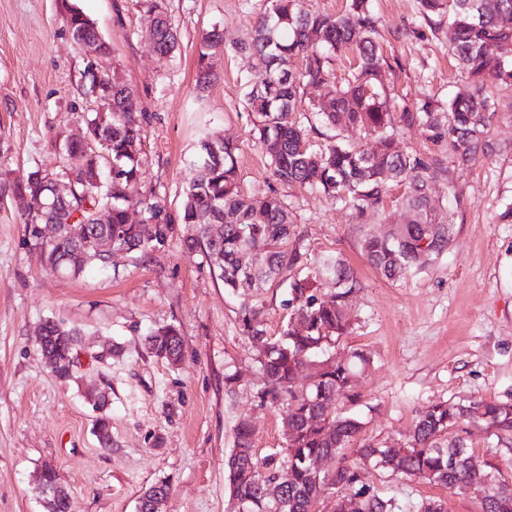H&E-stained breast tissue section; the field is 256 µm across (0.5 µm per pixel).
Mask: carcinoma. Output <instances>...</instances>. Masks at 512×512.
Wrapping results in <instances>:
<instances>
[{
  "label": "carcinoma",
  "instance_id": "cac0c4a2",
  "mask_svg": "<svg viewBox=\"0 0 512 512\" xmlns=\"http://www.w3.org/2000/svg\"><path fill=\"white\" fill-rule=\"evenodd\" d=\"M156 15L152 32L154 50L164 61L177 45V30L170 22L165 0H148ZM420 18L429 24L448 21L451 54L464 74V83L440 107L423 97L412 107L391 111L383 82L387 61L377 40V18L371 0H348L343 13L306 8L305 0H268L265 13L253 24L251 42L244 50L260 65L258 81L245 95L244 107L253 120V141L269 160L272 176L282 185H299L351 207L362 223L380 214L391 185L404 186L400 204L407 221L386 236L368 233L362 241L367 262L390 280L403 278L436 259L453 241L454 225L439 220L431 203L428 171L433 161L414 149L401 147L400 132L420 129L428 139L448 148L455 168H469L499 151L491 128L498 115V100L485 94L492 84L501 96L512 99V60L501 50L512 46V0H418ZM72 38L100 41L104 56L109 45L100 39L94 23L73 9L68 18ZM221 46V35L203 33L198 54L196 88L205 92L211 83L209 63ZM357 65L341 83L333 65L347 50ZM87 90L98 94L100 107L81 116L85 129L102 137L97 152L72 174L71 194L53 210H46L48 189L42 169H32L10 184L11 194L23 199L22 217L41 263L62 257L65 274L80 276L86 268L107 263L95 250L74 246L64 224L79 214L92 227L112 233L114 247L146 254L164 246L170 225L162 223L159 202L139 190L142 112L135 92L105 71L84 73ZM326 91L327 101L303 100L307 87ZM319 117L334 131L320 149L309 147L312 134L305 113ZM239 147L212 137L203 138L192 164L193 176L184 191L182 223L185 244L200 249L217 270L224 287L245 297L242 332L247 336L263 375L257 392L261 402L284 406L285 445L281 452L258 460L249 421L238 422L234 448L225 467L230 496L246 512H315L320 483L330 479L353 508L348 512H401L393 496L364 483L367 466L400 472L450 491L472 487L475 455L468 436L470 424L491 436L512 431V403L475 398L464 403L436 402L419 412L400 442L404 453L393 454L384 443L352 442L363 422L333 409L336 397L350 399L369 357L353 351L346 360L326 353L330 345L349 334L352 320L347 301L360 282L340 255L318 260L299 277L288 272L301 263L303 253L290 247L296 236L292 213L270 191L255 203L239 190ZM112 212L111 226L95 224L100 208ZM134 208L156 224L155 235L144 239L141 228L128 223ZM57 224L53 244L40 241L39 227ZM222 233L212 235L213 225ZM288 280V322L280 337L267 335L260 292L278 278ZM330 280L336 292H321ZM40 354L59 360L81 336L80 329L54 320L43 323ZM145 349L171 365L180 362L183 341L173 324L152 329ZM305 368L312 370L308 386L297 389L294 380ZM355 459L347 461V454ZM339 460L330 473H317L310 461L318 457ZM492 474L494 493L474 488L481 512H512V481L499 469L482 466ZM169 486L159 481L141 496V512H155L166 501Z\"/></svg>",
  "mask_w": 512,
  "mask_h": 512
}]
</instances>
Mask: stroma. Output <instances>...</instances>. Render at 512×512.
Here are the masks:
<instances>
[{"instance_id": "obj_1", "label": "stroma", "mask_w": 512, "mask_h": 512, "mask_svg": "<svg viewBox=\"0 0 512 512\" xmlns=\"http://www.w3.org/2000/svg\"><path fill=\"white\" fill-rule=\"evenodd\" d=\"M178 30L172 57L158 61L145 0H0V512H45L38 478L52 463L77 512H137L141 493L167 481L164 512H238L225 460L239 418L254 429L258 457L283 443L281 408L261 403V376L240 330L243 299L231 295L204 253L187 249L180 220L189 162L204 134L239 147L241 192L263 199L277 187L300 235L308 273L324 254L349 261L360 281L350 299L349 335L331 345L336 357L358 350L371 364L355 386L352 409L369 441L399 439L429 403L474 397L512 400V112L492 126L504 150L473 168L430 175L431 197L455 237L438 259L407 278L389 280L361 255L366 231L384 235L404 223L402 187H392L375 224L294 186H275L268 160L251 138L243 107L255 59L242 52L267 0H166ZM383 53L402 66L387 73L395 108L421 95L446 103L461 80L448 55V29L400 41L395 28L418 16V0H372ZM95 24L111 53L106 68L137 94L143 124L141 186L164 208L174 231L149 255L114 258L104 270L72 278L42 266L25 234L9 185L33 168L58 170L59 146L77 135L76 116L97 108L81 75L92 56L71 37L70 9ZM220 29L212 85L194 92L203 32ZM460 206L448 204L451 189ZM55 318L82 331L86 354L75 378L62 380L38 352V331ZM179 328L183 356L172 366L148 354L144 337L160 325ZM121 352L98 362L97 352ZM237 374L235 392L224 376ZM107 392L112 445L93 433L89 393ZM366 481L395 496L404 512L428 498L446 512H480L467 491L371 469Z\"/></svg>"}]
</instances>
